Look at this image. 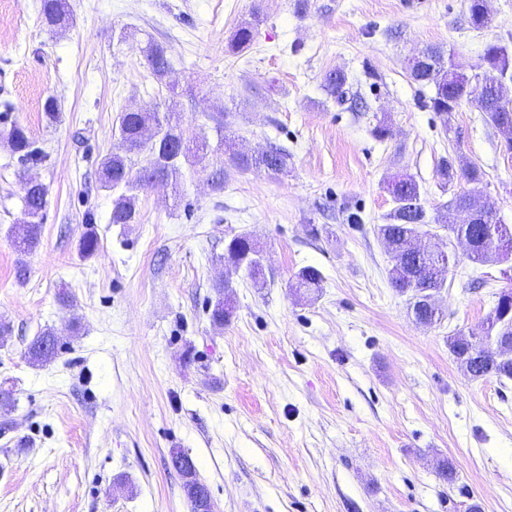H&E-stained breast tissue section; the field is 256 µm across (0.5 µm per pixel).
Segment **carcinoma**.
<instances>
[{"label": "carcinoma", "instance_id": "obj_1", "mask_svg": "<svg viewBox=\"0 0 512 512\" xmlns=\"http://www.w3.org/2000/svg\"><path fill=\"white\" fill-rule=\"evenodd\" d=\"M465 2L473 27L479 29L491 24L490 15L484 11V0ZM69 18L67 0H41L39 19L42 24L57 27L68 22ZM261 22L262 17L257 10L250 19L241 21L227 42L228 52L239 54L249 50ZM146 61L151 73L159 80L172 71L166 48L157 42L149 43ZM452 67V59L445 58L441 49L428 48L410 60L407 70L414 82L433 89L430 104L434 112L446 118L462 104H472L483 112L487 124L512 141V106L500 102L495 86L499 75L505 72L512 75V50L495 43L487 45L472 77L465 75L451 80ZM346 84L347 76L341 71H332L325 77L327 94L337 100L343 99ZM225 126L221 120L215 122L219 144L214 149L206 136L186 127L180 113L170 108L164 112L155 107L121 113L118 127L120 145L102 160L99 171L103 187L120 191L113 200L110 223H139L138 192L156 181L179 175L182 164L201 163L218 149L227 155V159H219V164L208 174V182L217 192L224 190L226 165L241 173L264 169L280 174L287 169L288 154L280 148L251 154L232 150L224 136ZM2 141L8 143L20 161L26 164L40 161L21 125L13 123L0 128ZM141 154L145 155L144 164L138 166L135 158ZM438 173L448 185L459 175L472 184L483 180L482 169L459 154L443 159ZM388 191L394 206L386 215L385 223L377 226V231L387 246L390 258V283L399 293L411 295L412 313L418 323L427 325L439 320L438 308L427 306L422 298L444 287L450 264L447 256L438 263L433 255L414 251L413 242L425 235L424 228L439 224L457 238L471 239L473 247L468 249L467 258L473 263L512 261V229L499 223L495 212L481 211L469 224L456 223L457 211L471 208L469 196L457 195L444 208L430 215L422 201L421 186L413 177H394L388 183ZM47 196L48 190L43 183L33 184L28 179L23 182L22 202L27 220L15 227L16 251L26 254L39 244L42 234L40 216L46 208ZM256 254H261V251L248 235H236L224 244V265H234L247 271L257 282L263 275V266L253 262ZM322 282L321 273L314 267H305L298 273V287L307 291L319 290ZM229 285V281L214 285L215 300L211 304L210 320L216 327L224 326L234 313ZM496 295L498 299L486 318L487 334L512 342V287L502 288ZM448 347L472 378L493 374L512 379V355L505 356L497 349L462 336L450 337ZM57 352L58 337L52 330H45L34 337L26 348V355L34 366L52 362Z\"/></svg>", "mask_w": 512, "mask_h": 512}]
</instances>
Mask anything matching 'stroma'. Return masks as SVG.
I'll use <instances>...</instances> for the list:
<instances>
[{
  "label": "stroma",
  "mask_w": 512,
  "mask_h": 512,
  "mask_svg": "<svg viewBox=\"0 0 512 512\" xmlns=\"http://www.w3.org/2000/svg\"><path fill=\"white\" fill-rule=\"evenodd\" d=\"M69 4L57 30L40 23V0H0V127L23 125L43 152L25 165L0 143V389L13 394L0 409V512H190L175 448L217 512H512V379H472L448 349L449 337L483 335L494 292L512 282L431 226L429 244L453 256L442 320L417 324L376 233L393 207L387 182L402 174L428 212L476 190L512 227L502 135L470 104L436 114L432 89L406 70L429 46L466 71L488 44L512 46V0H489L482 30L463 0ZM255 9L266 20L252 49L226 54ZM151 40L167 49L168 80L147 66ZM332 70L348 76L340 102L323 87ZM155 101L207 131L228 113L236 149L283 147L287 173L231 169L216 193L186 165L140 192L138 223H111L99 164L120 111ZM381 120L393 130L383 142ZM456 152L482 183H441ZM25 176L49 196L41 242L21 256L11 229ZM88 212L100 247L86 258ZM241 233L262 249L267 284L233 274L236 313L217 329L213 286ZM307 266L319 293L296 289ZM47 328L58 355L32 366L24 351ZM445 460L455 483L437 475Z\"/></svg>",
  "instance_id": "35a3bbf8"
}]
</instances>
